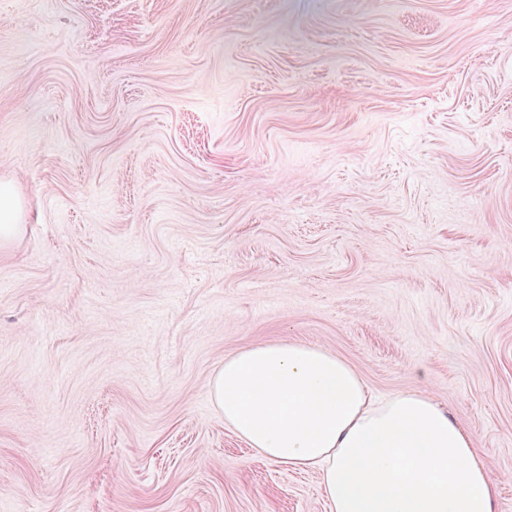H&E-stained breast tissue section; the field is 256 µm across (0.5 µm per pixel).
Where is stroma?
Returning <instances> with one entry per match:
<instances>
[{
	"label": "stroma",
	"instance_id": "stroma-1",
	"mask_svg": "<svg viewBox=\"0 0 512 512\" xmlns=\"http://www.w3.org/2000/svg\"><path fill=\"white\" fill-rule=\"evenodd\" d=\"M0 181V512H331L209 395L281 341L512 512V0H0ZM21 215L22 203L15 187L0 181V246L10 243L22 233Z\"/></svg>",
	"mask_w": 512,
	"mask_h": 512
}]
</instances>
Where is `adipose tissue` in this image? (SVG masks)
<instances>
[{
    "mask_svg": "<svg viewBox=\"0 0 512 512\" xmlns=\"http://www.w3.org/2000/svg\"><path fill=\"white\" fill-rule=\"evenodd\" d=\"M209 393L250 448L317 471L332 512H496L484 449L434 398L377 396L345 360L304 343L225 359Z\"/></svg>",
    "mask_w": 512,
    "mask_h": 512,
    "instance_id": "adipose-tissue-1",
    "label": "adipose tissue"
}]
</instances>
